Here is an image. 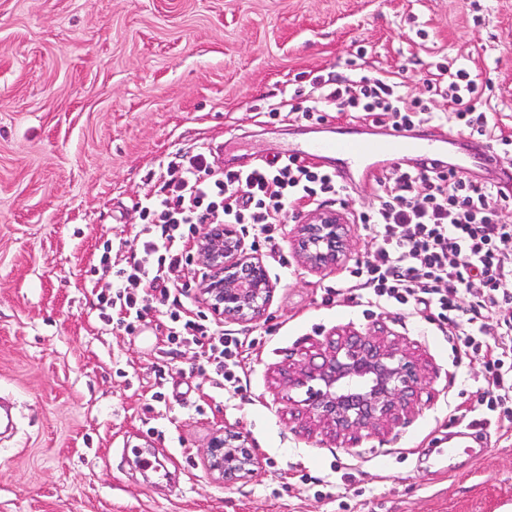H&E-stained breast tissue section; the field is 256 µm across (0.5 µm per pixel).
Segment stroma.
<instances>
[{
	"mask_svg": "<svg viewBox=\"0 0 512 512\" xmlns=\"http://www.w3.org/2000/svg\"><path fill=\"white\" fill-rule=\"evenodd\" d=\"M355 64L404 74V102L437 112L441 68L492 79L487 109L512 134V0H0V402L16 423L0 512H512V426L471 424L488 414L482 362L457 360L425 317L323 302L346 268L300 262L290 233L312 209L282 227L265 316L222 322L260 340L246 392L200 373L163 310L129 335L92 293L154 175L202 147L232 165L272 157L311 125L267 105ZM342 330L399 339L429 377L408 419L352 448L307 438L277 398L280 370ZM226 425L260 477L227 486L207 470ZM440 438L460 447L442 469Z\"/></svg>",
	"mask_w": 512,
	"mask_h": 512,
	"instance_id": "1",
	"label": "stroma"
}]
</instances>
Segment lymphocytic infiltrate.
<instances>
[{
	"mask_svg": "<svg viewBox=\"0 0 512 512\" xmlns=\"http://www.w3.org/2000/svg\"><path fill=\"white\" fill-rule=\"evenodd\" d=\"M311 86L308 106L282 101L271 105L270 116L320 124L336 110L403 130L438 119L422 100L404 108L397 82L387 75H317ZM432 88L447 99L457 132L512 150V135L499 133L493 113L483 107L485 85L460 69L452 81ZM160 180V190L144 198V223L123 241L124 264L113 267L111 246L103 248L99 264L112 272L97 295L103 318L113 329L131 333L151 309L164 307L168 338L197 345L201 372L211 373L217 388L242 393L238 368L255 340L220 329L205 312L190 313L173 279L192 259L190 238L200 224H244L254 239L271 247L270 258L279 264L283 258L273 246L289 211L344 199L348 187L311 163L275 159L227 168L208 151L183 156ZM374 189L376 206L354 218L374 250L350 267L340 286L325 288V302L353 289L365 306L427 314L459 356L483 362L486 408L512 423V224L499 217L512 206V187L480 182L433 162L385 168ZM491 313L496 320L489 329L484 319ZM489 331L496 336L491 344L484 340Z\"/></svg>",
	"mask_w": 512,
	"mask_h": 512,
	"instance_id": "lymphocytic-infiltrate-1",
	"label": "lymphocytic infiltrate"
}]
</instances>
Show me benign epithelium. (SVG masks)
<instances>
[{"instance_id":"obj_1","label":"benign epithelium","mask_w":512,"mask_h":512,"mask_svg":"<svg viewBox=\"0 0 512 512\" xmlns=\"http://www.w3.org/2000/svg\"><path fill=\"white\" fill-rule=\"evenodd\" d=\"M348 225L333 211L317 214L294 229V245L303 263L317 271L337 267L348 257ZM199 261L208 269L202 297L216 314L239 323L261 318L273 297L262 259L248 253L243 236L231 224L207 225ZM426 382L425 367L414 353L393 340L348 331L330 338L322 352L284 376L288 391L305 398L288 402L302 408L309 423L344 445L362 432L389 430L415 410ZM208 470L226 485L261 474L263 463L244 436L224 426L206 449Z\"/></svg>"}]
</instances>
